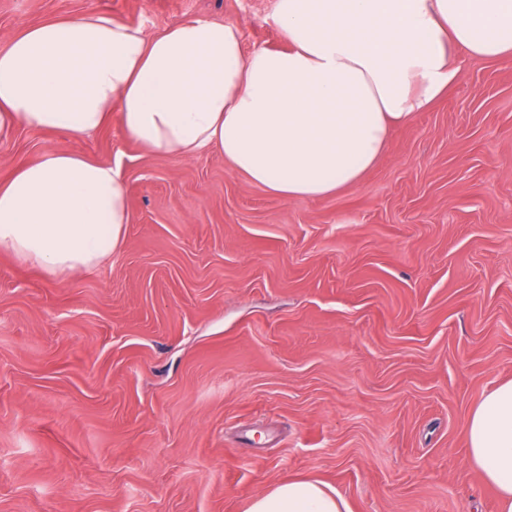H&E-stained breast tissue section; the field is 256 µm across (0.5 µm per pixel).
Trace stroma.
I'll use <instances>...</instances> for the list:
<instances>
[{
  "label": "stroma",
  "instance_id": "35a3bbf8",
  "mask_svg": "<svg viewBox=\"0 0 512 512\" xmlns=\"http://www.w3.org/2000/svg\"><path fill=\"white\" fill-rule=\"evenodd\" d=\"M87 9L282 44L274 0H0V42ZM48 149L118 166L130 222L62 284L0 251V512H244L294 476L352 512H498L463 426L512 380V59L467 60L324 197L116 124L1 136L0 179Z\"/></svg>",
  "mask_w": 512,
  "mask_h": 512
}]
</instances>
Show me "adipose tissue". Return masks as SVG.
Listing matches in <instances>:
<instances>
[{
    "instance_id": "ef3b65f1",
    "label": "adipose tissue",
    "mask_w": 512,
    "mask_h": 512,
    "mask_svg": "<svg viewBox=\"0 0 512 512\" xmlns=\"http://www.w3.org/2000/svg\"><path fill=\"white\" fill-rule=\"evenodd\" d=\"M283 44L243 49L230 20L161 33L89 10L0 45V135L84 138L118 123L156 156L218 150L283 198L356 184L391 134L442 97L462 56L512 57V0H275ZM130 221L117 167L54 149L0 183V250L62 281L114 253ZM463 433L472 464L512 512V380L485 392ZM246 512H351L329 484L288 479Z\"/></svg>"
}]
</instances>
